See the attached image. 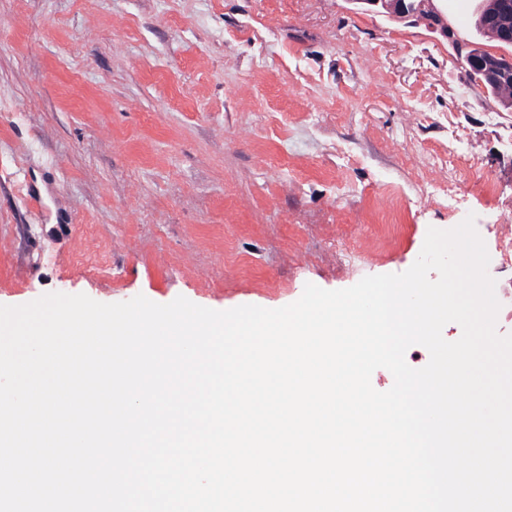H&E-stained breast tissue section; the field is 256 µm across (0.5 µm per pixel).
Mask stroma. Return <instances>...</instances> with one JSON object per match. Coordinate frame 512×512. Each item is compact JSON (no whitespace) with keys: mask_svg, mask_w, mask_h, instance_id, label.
<instances>
[{"mask_svg":"<svg viewBox=\"0 0 512 512\" xmlns=\"http://www.w3.org/2000/svg\"><path fill=\"white\" fill-rule=\"evenodd\" d=\"M483 0H448L460 42ZM459 164L449 167V154ZM512 241V108L354 0H0V305L279 308Z\"/></svg>","mask_w":512,"mask_h":512,"instance_id":"obj_1","label":"stroma"}]
</instances>
